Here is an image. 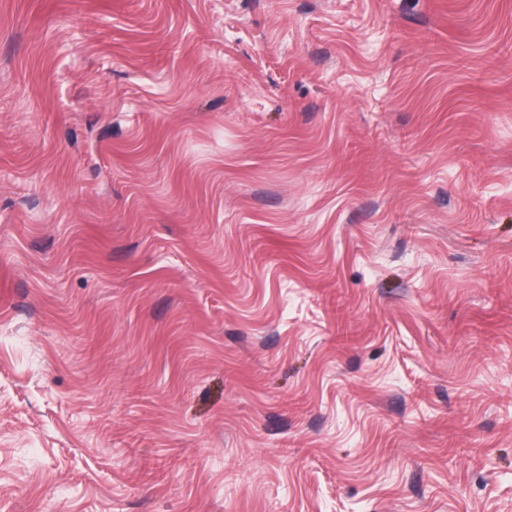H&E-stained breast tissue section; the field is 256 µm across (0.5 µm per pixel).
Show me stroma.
<instances>
[{
    "mask_svg": "<svg viewBox=\"0 0 512 512\" xmlns=\"http://www.w3.org/2000/svg\"><path fill=\"white\" fill-rule=\"evenodd\" d=\"M0 512H512V0H0Z\"/></svg>",
    "mask_w": 512,
    "mask_h": 512,
    "instance_id": "1",
    "label": "stroma"
}]
</instances>
